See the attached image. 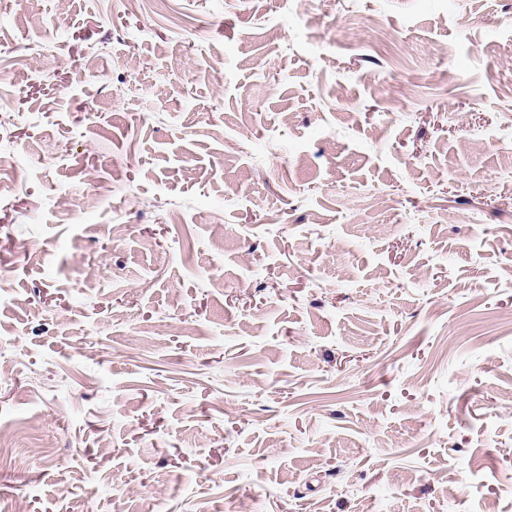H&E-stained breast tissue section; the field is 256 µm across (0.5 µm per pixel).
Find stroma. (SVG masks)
<instances>
[{"mask_svg": "<svg viewBox=\"0 0 512 512\" xmlns=\"http://www.w3.org/2000/svg\"><path fill=\"white\" fill-rule=\"evenodd\" d=\"M0 431V512H512V0H0Z\"/></svg>", "mask_w": 512, "mask_h": 512, "instance_id": "1", "label": "stroma"}]
</instances>
